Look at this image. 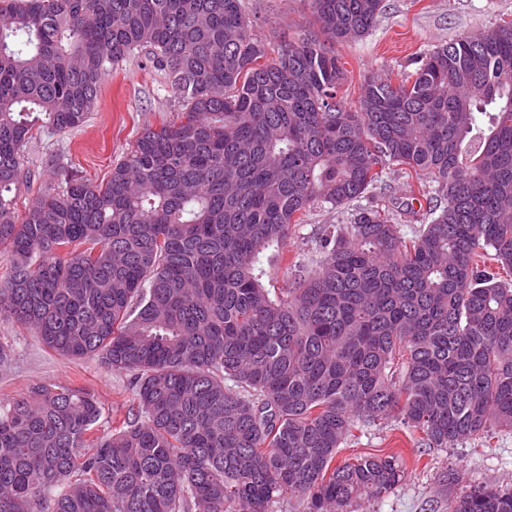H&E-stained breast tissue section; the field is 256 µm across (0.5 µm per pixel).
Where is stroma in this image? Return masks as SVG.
Wrapping results in <instances>:
<instances>
[{"label":"stroma","instance_id":"1","mask_svg":"<svg viewBox=\"0 0 512 512\" xmlns=\"http://www.w3.org/2000/svg\"><path fill=\"white\" fill-rule=\"evenodd\" d=\"M252 31L271 43L298 36L310 22L307 0H243ZM512 19V0H385L376 28L363 39L342 47L348 71L344 103H359L366 74L385 70L414 73L413 59L458 36ZM178 106L163 77L137 53L109 71L102 82L97 109L73 131L38 136L27 147L36 175L17 197L25 212L47 186L56 182L57 164H67L90 183H105L112 166L132 147L142 128L176 119ZM362 205L386 204L413 209L425 216L415 198L413 181L404 170L387 169L382 183L367 193ZM338 221L336 211L315 205L288 239L278 258L265 260L274 287L292 280V262L310 264L323 225ZM0 342L13 359L0 369V400L25 394L36 384H77L93 390L106 413L120 420L132 396L131 376L102 366L97 359L71 360L49 351L31 332L0 320ZM401 454L405 477L394 492L364 504V512H448L453 498L474 488L512 490V431L492 428L479 438L448 448H429L419 432L393 420H382L357 433L339 448L337 461L364 455ZM451 477L447 495L438 492L440 475Z\"/></svg>","mask_w":512,"mask_h":512}]
</instances>
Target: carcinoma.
Here are the masks:
<instances>
[{"mask_svg": "<svg viewBox=\"0 0 512 512\" xmlns=\"http://www.w3.org/2000/svg\"><path fill=\"white\" fill-rule=\"evenodd\" d=\"M309 5L267 63L242 0H0V318L133 376L102 435L83 386L0 401V512H351L405 475L396 454L335 463L354 429L394 419L432 448L512 430V283L479 268L512 273V20L422 55L411 81L369 74L352 110L336 46L383 0ZM139 51L177 120L102 185L60 166L19 215L35 122L79 127ZM394 165L430 215L409 239L358 204ZM315 203L346 224L266 287L263 258ZM450 509L512 512V491Z\"/></svg>", "mask_w": 512, "mask_h": 512, "instance_id": "carcinoma-1", "label": "carcinoma"}]
</instances>
